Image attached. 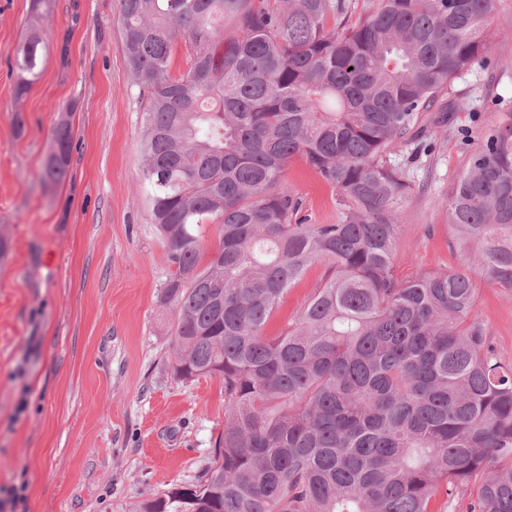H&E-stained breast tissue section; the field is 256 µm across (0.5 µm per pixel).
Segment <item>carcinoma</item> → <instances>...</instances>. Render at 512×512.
<instances>
[{"label": "carcinoma", "instance_id": "obj_1", "mask_svg": "<svg viewBox=\"0 0 512 512\" xmlns=\"http://www.w3.org/2000/svg\"><path fill=\"white\" fill-rule=\"evenodd\" d=\"M497 0H119L122 51L145 100L140 186L172 271L167 368L216 377L224 429L192 482L133 512H429L442 488L471 512H512V361L475 315L477 283L512 291V127L494 128L448 195L469 256L393 271L407 190L387 150L460 71L485 61ZM188 71L174 77L176 41ZM47 30L17 50L16 93L38 78ZM72 113L42 179L65 181ZM300 157L341 218L309 224L284 180ZM217 227L205 256L200 235ZM295 322L266 326L310 267Z\"/></svg>", "mask_w": 512, "mask_h": 512}]
</instances>
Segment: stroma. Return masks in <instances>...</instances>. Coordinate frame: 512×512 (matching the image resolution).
<instances>
[{"label": "stroma", "instance_id": "obj_1", "mask_svg": "<svg viewBox=\"0 0 512 512\" xmlns=\"http://www.w3.org/2000/svg\"><path fill=\"white\" fill-rule=\"evenodd\" d=\"M49 52L38 80L15 91V53L31 0H0V490L4 512H129L195 480L224 427L218 379L173 378L171 271L139 189L143 103L133 85L118 0H47ZM485 63L452 80L419 123L425 138L388 151L408 183L397 200L398 279L464 263L448 195L490 129L512 127V0H499ZM75 128L69 175L41 173L60 113ZM284 179L314 224L340 217L336 193L299 157ZM311 267L266 331L291 322L320 282ZM475 314L512 359V291L479 285Z\"/></svg>", "mask_w": 512, "mask_h": 512}]
</instances>
